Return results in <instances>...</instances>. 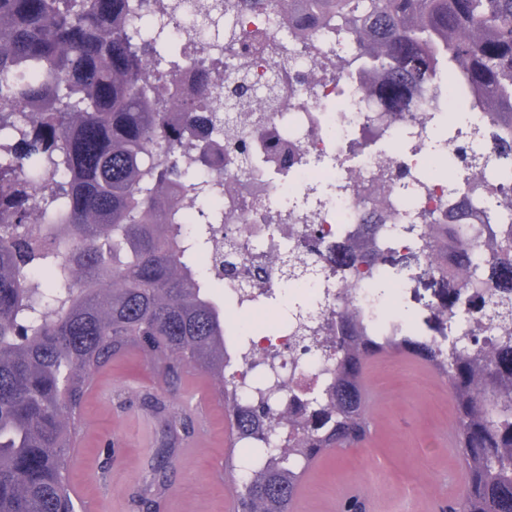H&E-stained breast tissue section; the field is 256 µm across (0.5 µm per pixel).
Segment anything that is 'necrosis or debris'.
Returning a JSON list of instances; mask_svg holds the SVG:
<instances>
[{"mask_svg":"<svg viewBox=\"0 0 512 512\" xmlns=\"http://www.w3.org/2000/svg\"><path fill=\"white\" fill-rule=\"evenodd\" d=\"M178 35L186 47L178 75L182 83L193 82L194 62L201 56L213 75L223 74V66L207 54L208 41L195 33L191 20L182 21ZM288 50L296 61L279 72L286 107L272 114L255 139L256 147L264 151H285L283 174L273 180L254 169L241 183L233 178L235 163L225 161L226 178L214 192L210 221L216 235L229 233L236 239L242 263L267 266L264 287L249 286L242 278L224 282L228 347L238 392L244 403L266 401L304 421L312 411V396L326 390L336 358L331 337L336 333V311L344 304L336 288L337 270H346L357 282L354 299L378 331L392 334L405 329L399 314L385 313L374 299L376 267L365 263L345 267L336 251L337 238L367 229L393 248L404 249L410 244L404 225L419 223L422 212L447 207L457 185L418 178L422 158L436 148L437 141L430 130L417 126L392 123L386 141L392 159L388 167L378 166L367 116L358 110V78L336 71L337 61L350 53V46L337 45L321 32L309 46L292 42ZM306 75L312 78L310 93L302 96L298 90ZM350 161L362 171L360 183L348 179ZM379 179L387 180L395 198L394 213L385 217L364 205L360 191ZM290 210L296 223H281V216ZM286 247L302 255L315 254L325 276L314 281L301 308L278 314L274 324L265 327L254 317L273 308L283 284L268 260ZM304 323L319 328L318 345L298 344Z\"/></svg>","mask_w":512,"mask_h":512,"instance_id":"obj_1","label":"necrosis or debris"}]
</instances>
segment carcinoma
Wrapping results in <instances>:
<instances>
[{
  "label": "carcinoma",
  "instance_id": "obj_1",
  "mask_svg": "<svg viewBox=\"0 0 512 512\" xmlns=\"http://www.w3.org/2000/svg\"><path fill=\"white\" fill-rule=\"evenodd\" d=\"M152 0H0V512H78L65 476L82 431L91 378L135 347L164 375L196 368L218 385L233 445L288 431V449H253L236 512H290L301 483L298 465L369 434L362 370L395 349L429 362L448 380L458 453L466 469L462 496L448 512H512V186L488 204L492 167L512 172V0H254L276 14L278 30L238 32L233 0H175L169 22L194 16L201 31L224 22L209 49L235 75L221 87L199 62L194 86L171 79L178 41L167 25L141 35ZM325 29L354 45L344 69L357 71L376 137L388 113L417 126L443 116L423 92L442 94L448 109L477 114L469 135L488 137V154L450 152L426 173H467L466 201L426 212L407 235L442 285L433 316L448 331L438 347L415 333L379 336L358 305L339 310L331 385L312 398L328 426L313 428L265 403L245 405L227 378L224 306L206 285L194 252L212 254L215 278L237 277L224 259L234 240L215 242L195 225L182 198L210 199L213 156L231 150L238 174L255 160L253 135L268 113L283 111L278 81L260 87L248 75L265 48L288 68L277 31L307 43ZM364 203L389 213L390 188L371 184ZM344 258L378 268L395 255L365 232L340 243ZM270 262L287 278L312 280L317 265L283 249ZM487 288L488 296L475 292ZM476 310L495 331L472 346L461 318ZM163 437L188 430L177 408L160 416Z\"/></svg>",
  "mask_w": 512,
  "mask_h": 512
}]
</instances>
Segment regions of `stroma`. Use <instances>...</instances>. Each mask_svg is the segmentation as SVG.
Segmentation results:
<instances>
[{
  "label": "stroma",
  "instance_id": "1",
  "mask_svg": "<svg viewBox=\"0 0 512 512\" xmlns=\"http://www.w3.org/2000/svg\"><path fill=\"white\" fill-rule=\"evenodd\" d=\"M387 274L401 289L399 308L419 335L434 336L429 306L437 283L420 257L398 256ZM368 439L331 451L312 465L293 512H341L344 492L363 488L373 512H440L464 491L463 463L448 435L455 416L448 383L404 351H387L366 368ZM192 417L193 431L172 442L168 463L156 403ZM83 433L68 484L84 512H234L241 484L226 469L228 419L219 396L196 369L161 381L153 363L132 350L95 375L83 407Z\"/></svg>",
  "mask_w": 512,
  "mask_h": 512
}]
</instances>
